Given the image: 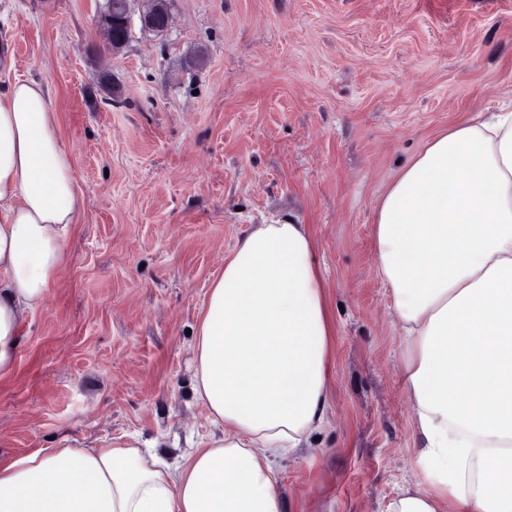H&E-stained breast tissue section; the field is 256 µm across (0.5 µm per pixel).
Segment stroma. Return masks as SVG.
Segmentation results:
<instances>
[{
	"mask_svg": "<svg viewBox=\"0 0 512 512\" xmlns=\"http://www.w3.org/2000/svg\"><path fill=\"white\" fill-rule=\"evenodd\" d=\"M99 8L0 0V85L47 87L81 203L0 376V459L134 434L179 461L210 430L189 331L241 236L290 220L335 352L316 448L273 465L285 512H382L422 474L377 203L437 135L512 104V0H173L169 31L116 50Z\"/></svg>",
	"mask_w": 512,
	"mask_h": 512,
	"instance_id": "35a3bbf8",
	"label": "stroma"
}]
</instances>
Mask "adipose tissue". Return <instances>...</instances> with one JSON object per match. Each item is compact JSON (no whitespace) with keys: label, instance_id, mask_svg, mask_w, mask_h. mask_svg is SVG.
<instances>
[{"label":"adipose tissue","instance_id":"ef3b65f1","mask_svg":"<svg viewBox=\"0 0 512 512\" xmlns=\"http://www.w3.org/2000/svg\"><path fill=\"white\" fill-rule=\"evenodd\" d=\"M79 201L44 85L0 86V375L61 271ZM374 268L405 349L421 484L384 512H512V109L452 127L383 193ZM304 224H258L224 260L193 343L212 425L170 465L138 440L0 462V512H283L272 465L312 447L334 327Z\"/></svg>","mask_w":512,"mask_h":512}]
</instances>
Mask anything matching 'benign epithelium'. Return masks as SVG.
Returning <instances> with one entry per match:
<instances>
[{"mask_svg": "<svg viewBox=\"0 0 512 512\" xmlns=\"http://www.w3.org/2000/svg\"><path fill=\"white\" fill-rule=\"evenodd\" d=\"M145 8L134 14L131 0H105L99 23L107 43L116 49L129 41L135 28L165 33L171 26V0H143Z\"/></svg>", "mask_w": 512, "mask_h": 512, "instance_id": "benign-epithelium-1", "label": "benign epithelium"}]
</instances>
